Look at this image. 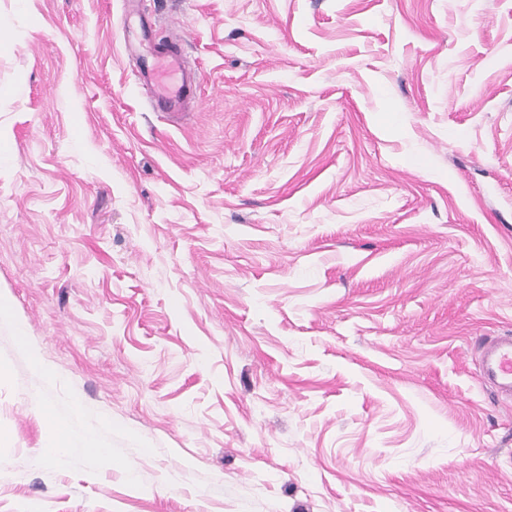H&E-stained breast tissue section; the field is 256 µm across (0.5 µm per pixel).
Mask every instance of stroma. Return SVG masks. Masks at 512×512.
<instances>
[{
    "label": "stroma",
    "instance_id": "35a3bbf8",
    "mask_svg": "<svg viewBox=\"0 0 512 512\" xmlns=\"http://www.w3.org/2000/svg\"><path fill=\"white\" fill-rule=\"evenodd\" d=\"M0 299V512H512V0H0ZM182 41L179 35L166 37L162 50L144 60L140 79L149 86L162 112H182L198 107L197 87L199 76L187 70L178 49ZM479 377L512 400V334L487 339L480 347ZM45 452L50 456L57 455H105L107 448H103L97 440L89 434H78L71 423L55 422V440Z\"/></svg>",
    "mask_w": 512,
    "mask_h": 512
}]
</instances>
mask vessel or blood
<instances>
[{
  "instance_id": "obj_1",
  "label": "vessel or blood",
  "mask_w": 512,
  "mask_h": 512,
  "mask_svg": "<svg viewBox=\"0 0 512 512\" xmlns=\"http://www.w3.org/2000/svg\"><path fill=\"white\" fill-rule=\"evenodd\" d=\"M180 36L167 38L162 50L143 62L140 77L159 108L180 112L198 105V74L187 70L178 49ZM479 377L503 397L512 398V334L487 339L480 348Z\"/></svg>"
}]
</instances>
